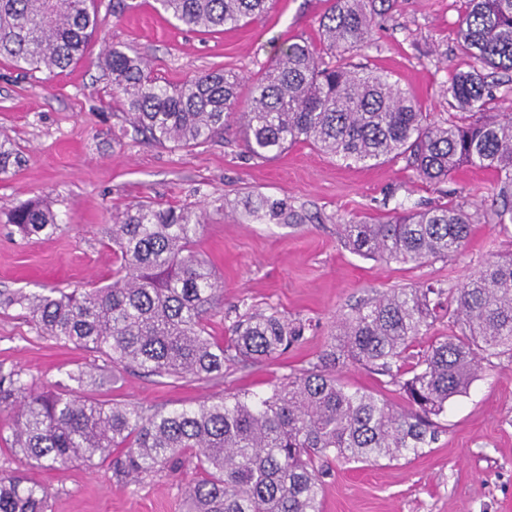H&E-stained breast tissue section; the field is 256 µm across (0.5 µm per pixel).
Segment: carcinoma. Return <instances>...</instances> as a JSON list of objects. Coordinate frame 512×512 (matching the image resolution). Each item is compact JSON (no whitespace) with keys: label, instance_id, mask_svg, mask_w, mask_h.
Instances as JSON below:
<instances>
[{"label":"carcinoma","instance_id":"carcinoma-1","mask_svg":"<svg viewBox=\"0 0 512 512\" xmlns=\"http://www.w3.org/2000/svg\"><path fill=\"white\" fill-rule=\"evenodd\" d=\"M393 0H329L319 44L292 42L256 76L206 72L179 88L162 84L149 62L113 45L100 54L112 98L130 133L157 145L212 142L234 117L256 158L299 143L357 163L406 156L418 176L446 182L463 166L490 169L497 185L496 225L512 224V113L490 112L493 74L512 75V0H465L459 39L472 59L451 75L444 93L459 108L441 121L381 68L353 64L345 53L367 43L375 19ZM158 10L202 32L233 29L261 17L269 0H155ZM95 0H0V58L22 69L54 73L80 61L98 31ZM249 83L246 103L239 88ZM26 163L0 135V176ZM125 207L112 225L119 266L112 282L48 295H0V306H23L51 341L104 355L112 366L147 376L208 379L231 361L273 360L300 345L311 324L247 306L231 326L230 343L208 333L206 320L223 305V285L193 250L210 206ZM249 212L270 221L294 217L283 200L259 197ZM26 236L60 229L38 201L6 213ZM471 215L458 204L402 212L392 220L342 225L355 253L384 261L447 260L464 248ZM456 329L436 339L408 369L409 349L441 313ZM512 358V257L488 260L460 288H399L341 315L311 368L285 377L264 395L227 394L193 407L148 411L84 395L92 370L67 383L39 385L21 369L0 368V414H13L11 451L40 466L65 470L81 462L111 464L118 477L143 479L169 467L199 474L185 493V512H319L328 460L375 464L415 455L435 439L432 417L467 392L479 354ZM351 362L386 375L407 408L382 395L352 390L336 378ZM47 489L22 474L0 473V512H49Z\"/></svg>","mask_w":512,"mask_h":512}]
</instances>
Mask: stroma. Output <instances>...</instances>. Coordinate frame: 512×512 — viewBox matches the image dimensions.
<instances>
[{
	"instance_id": "stroma-1",
	"label": "stroma",
	"mask_w": 512,
	"mask_h": 512,
	"mask_svg": "<svg viewBox=\"0 0 512 512\" xmlns=\"http://www.w3.org/2000/svg\"><path fill=\"white\" fill-rule=\"evenodd\" d=\"M326 7V0H271L267 13L247 26L202 33L142 0L118 19L102 12L84 58L62 73L21 70L0 59V132L27 158L22 170L0 179V214L34 199L60 226L53 236L27 237L0 218V293L109 283L117 267L110 230L128 204L179 206L216 192L237 207L208 210L193 244L224 285V307L207 319L211 335L229 339L232 309L242 301L310 319L316 332L276 360L225 364L220 379H169L118 370L101 354L58 346L26 310L0 307V367L55 383L69 370L92 366L103 376L92 396L146 408L172 410L243 390L266 393L310 368L337 317L360 301L428 283L459 287L485 260L512 255V228L490 221L494 179L468 166L451 181L430 184L403 158L348 165L302 143L261 160L247 152L233 118L214 142L193 148L122 136L121 107L97 65L104 45L133 47L155 77L178 87L210 70L258 72L283 46L318 41ZM463 18V0H398L349 58L392 71L432 119H446L444 85L470 63L458 40ZM260 196L287 200L295 218L255 219L243 203ZM449 201L464 205L474 222L462 254L446 261L387 263L353 253L341 236L349 222L387 220L399 208ZM336 374L349 388L405 405L389 377L351 363ZM1 468L48 487L51 512H181L193 477L188 468L165 469L135 482L116 477L105 462L58 472L30 466L5 448ZM323 482L322 512H512V360L482 361L478 379L449 401L436 420L434 443L420 455L374 465L336 461Z\"/></svg>"
}]
</instances>
